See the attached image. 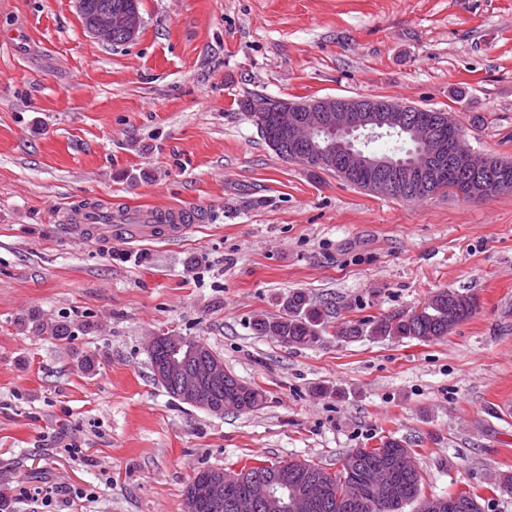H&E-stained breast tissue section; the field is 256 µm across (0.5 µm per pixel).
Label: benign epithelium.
<instances>
[{
    "instance_id": "obj_1",
    "label": "benign epithelium",
    "mask_w": 512,
    "mask_h": 512,
    "mask_svg": "<svg viewBox=\"0 0 512 512\" xmlns=\"http://www.w3.org/2000/svg\"><path fill=\"white\" fill-rule=\"evenodd\" d=\"M84 29L93 37L108 43L112 31L124 33L133 41L142 26L137 9L103 8L92 11L89 0H74ZM250 111L261 120L266 112L273 113L277 128L303 146V151L290 157L292 161L316 163L324 168H335L339 177L347 181L356 174L369 173L364 190L376 195L401 200L428 197L447 187L448 159H457L468 165L472 174L482 182L454 191L467 200H477L492 192V186L501 183L492 156L476 151L465 135L455 132L449 136L431 133L422 135L409 131L417 150L407 158L382 157L368 149V142L385 132L404 128L405 109L393 101L364 97H318L306 102L301 113H296L292 101L265 95L251 99ZM183 339L175 334L151 337L146 352L152 357L154 379L177 386L178 399L211 414L222 410L214 403V392L224 383V359L218 355L195 360L188 351L180 355ZM238 482V473L199 471L188 486L185 512H199L207 505L224 503L226 487ZM323 489L321 480L309 485L288 484L285 475L277 472L260 481L252 495H241L232 500L233 512H312ZM365 495L373 501H383L396 492L394 481L386 482L380 473L366 477Z\"/></svg>"
}]
</instances>
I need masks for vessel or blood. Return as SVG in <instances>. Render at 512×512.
I'll return each instance as SVG.
<instances>
[{"instance_id": "vessel-or-blood-1", "label": "vessel or blood", "mask_w": 512, "mask_h": 512, "mask_svg": "<svg viewBox=\"0 0 512 512\" xmlns=\"http://www.w3.org/2000/svg\"><path fill=\"white\" fill-rule=\"evenodd\" d=\"M102 214L96 207H86L76 217L75 224L69 225L71 234L81 238L120 237L137 240L148 237H165L176 239L190 227L201 221L202 215L191 208L161 207L152 209L142 215L140 223L127 221L124 208L110 212L109 223H102Z\"/></svg>"}]
</instances>
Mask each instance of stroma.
<instances>
[{
    "label": "stroma",
    "mask_w": 512,
    "mask_h": 512,
    "mask_svg": "<svg viewBox=\"0 0 512 512\" xmlns=\"http://www.w3.org/2000/svg\"><path fill=\"white\" fill-rule=\"evenodd\" d=\"M137 38L72 0H0V495L8 512H184L206 468L340 471L406 441L422 493L512 512V193L401 201L284 161L239 103L378 95L449 111L512 160V0H140ZM89 202L201 210L176 240L78 239ZM472 295L447 339L289 347L255 335L293 290L331 325ZM73 324L21 330L31 311ZM205 342L266 393L216 416L155 381L145 343ZM93 368H85V357Z\"/></svg>",
    "instance_id": "35a3bbf8"
}]
</instances>
